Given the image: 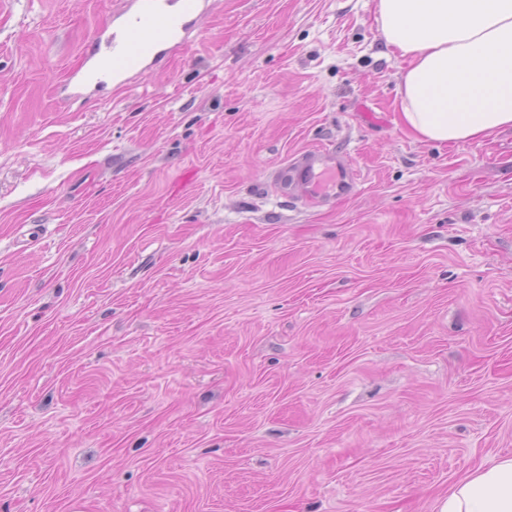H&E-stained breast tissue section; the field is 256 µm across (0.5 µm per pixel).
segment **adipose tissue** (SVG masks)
Masks as SVG:
<instances>
[{
  "instance_id": "ef3b65f1",
  "label": "adipose tissue",
  "mask_w": 512,
  "mask_h": 512,
  "mask_svg": "<svg viewBox=\"0 0 512 512\" xmlns=\"http://www.w3.org/2000/svg\"><path fill=\"white\" fill-rule=\"evenodd\" d=\"M386 46L406 58L400 121L459 144L512 128V0H374ZM436 512H512V456L457 482Z\"/></svg>"
}]
</instances>
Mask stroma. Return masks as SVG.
Wrapping results in <instances>:
<instances>
[{
  "mask_svg": "<svg viewBox=\"0 0 512 512\" xmlns=\"http://www.w3.org/2000/svg\"><path fill=\"white\" fill-rule=\"evenodd\" d=\"M122 7L0 12V512H434L512 456V129L416 140L373 0H216L61 106ZM317 147L356 194L285 202ZM271 181L281 198L326 206L353 196L359 173L346 156L330 148L303 150L273 169Z\"/></svg>",
  "mask_w": 512,
  "mask_h": 512,
  "instance_id": "35a3bbf8",
  "label": "stroma"
}]
</instances>
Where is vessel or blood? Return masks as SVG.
Wrapping results in <instances>:
<instances>
[{"instance_id": "obj_1", "label": "vessel or blood", "mask_w": 512, "mask_h": 512, "mask_svg": "<svg viewBox=\"0 0 512 512\" xmlns=\"http://www.w3.org/2000/svg\"><path fill=\"white\" fill-rule=\"evenodd\" d=\"M211 7V0H124L123 8L93 31L80 63L56 87V97L87 98L107 80L119 88L132 86L185 49L198 17ZM271 180L281 198L326 206L353 196L359 173L343 153L323 147L279 164Z\"/></svg>"}]
</instances>
